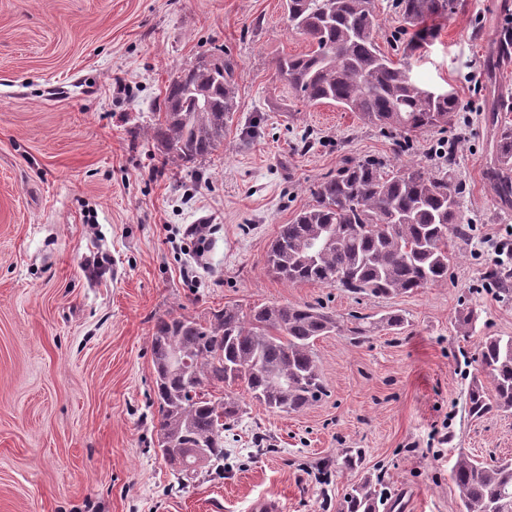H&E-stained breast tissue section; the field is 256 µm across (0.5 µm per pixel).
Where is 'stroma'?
<instances>
[{
	"label": "stroma",
	"instance_id": "obj_1",
	"mask_svg": "<svg viewBox=\"0 0 512 512\" xmlns=\"http://www.w3.org/2000/svg\"><path fill=\"white\" fill-rule=\"evenodd\" d=\"M460 2L412 59L460 108L404 135L276 79L278 58L309 49L283 0H0V512H248L261 496L280 512H337L370 475L394 512H460L458 454L512 458V415L465 408L482 340L512 336V300L486 281L512 272L489 247L512 206L485 178L490 111L512 96V55L499 53L512 0ZM217 48L237 63L224 147L162 165L156 104ZM450 142L473 236L447 282L381 298L269 272L280 225L345 159L439 175ZM191 224L214 227L200 258ZM261 303H318L339 319L315 343L327 394L288 415L228 387L244 412L224 433L223 472L178 482L154 445V324ZM464 305L479 315L468 336ZM388 313L406 327L359 343L345 330L351 315ZM348 448L364 455L353 469L338 463Z\"/></svg>",
	"mask_w": 512,
	"mask_h": 512
}]
</instances>
